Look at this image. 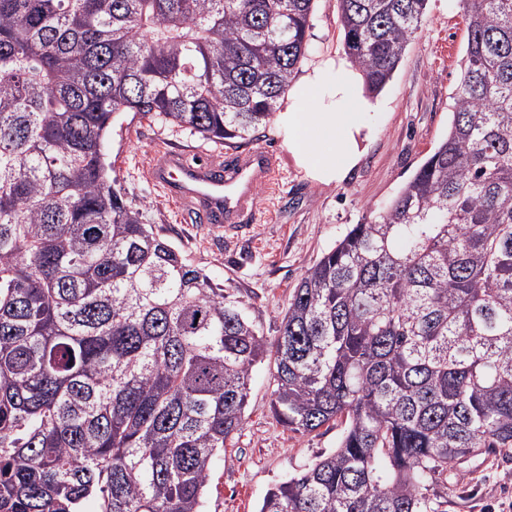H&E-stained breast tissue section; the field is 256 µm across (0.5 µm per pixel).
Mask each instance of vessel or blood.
<instances>
[{"instance_id": "b4317fda", "label": "vessel or blood", "mask_w": 512, "mask_h": 512, "mask_svg": "<svg viewBox=\"0 0 512 512\" xmlns=\"http://www.w3.org/2000/svg\"><path fill=\"white\" fill-rule=\"evenodd\" d=\"M277 164L276 156L263 147L202 155L169 150L151 164L147 177L185 212L213 227L231 229L251 222L257 191L272 186Z\"/></svg>"}]
</instances>
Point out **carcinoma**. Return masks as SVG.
Segmentation results:
<instances>
[{"mask_svg":"<svg viewBox=\"0 0 512 512\" xmlns=\"http://www.w3.org/2000/svg\"><path fill=\"white\" fill-rule=\"evenodd\" d=\"M313 2L0 0V512H204L266 360L282 425L344 431L259 512H438L425 480L512 457V0H460L447 136L304 273L272 343L112 178L117 113L258 132ZM427 4L336 0L368 93Z\"/></svg>","mask_w":512,"mask_h":512,"instance_id":"obj_1","label":"carcinoma"}]
</instances>
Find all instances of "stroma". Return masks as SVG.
Returning a JSON list of instances; mask_svg holds the SVG:
<instances>
[{"label": "stroma", "instance_id": "obj_1", "mask_svg": "<svg viewBox=\"0 0 512 512\" xmlns=\"http://www.w3.org/2000/svg\"><path fill=\"white\" fill-rule=\"evenodd\" d=\"M305 63L344 54L336 0H314ZM466 46L459 0H429L422 27L392 79L379 93L376 136L358 166L340 182L319 184L297 167L274 126L256 144L279 166L275 190L260 188L253 224L217 230L194 223L167 193L147 178L161 151L215 150V143L151 119L120 114L105 143L127 202L144 223L194 266L241 300L248 317L275 340L305 271L335 246L353 224L371 221L448 133L450 105ZM254 142L240 140L236 149ZM271 368L252 373L246 423L211 467L205 512H258L267 491L332 453L338 426L299 434L282 427L270 408ZM423 493L442 512H503L512 503V458L480 455L461 470L424 483Z\"/></svg>", "mask_w": 512, "mask_h": 512}]
</instances>
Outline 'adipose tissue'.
<instances>
[{
	"label": "adipose tissue",
	"mask_w": 512,
	"mask_h": 512,
	"mask_svg": "<svg viewBox=\"0 0 512 512\" xmlns=\"http://www.w3.org/2000/svg\"><path fill=\"white\" fill-rule=\"evenodd\" d=\"M378 107L361 91V76L341 58L307 67L288 90L274 124L297 165L313 180L338 182L357 165L375 134L367 116Z\"/></svg>",
	"instance_id": "ef3b65f1"
}]
</instances>
